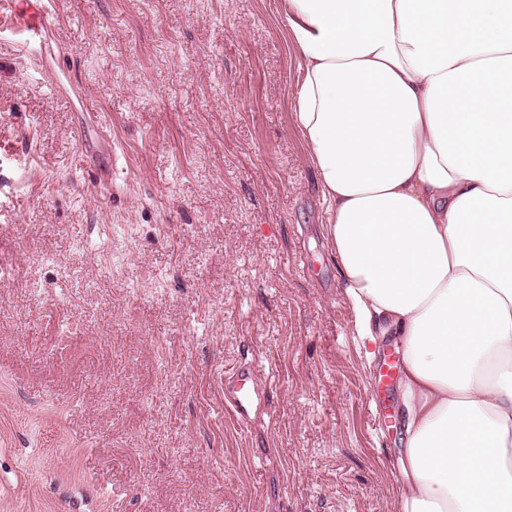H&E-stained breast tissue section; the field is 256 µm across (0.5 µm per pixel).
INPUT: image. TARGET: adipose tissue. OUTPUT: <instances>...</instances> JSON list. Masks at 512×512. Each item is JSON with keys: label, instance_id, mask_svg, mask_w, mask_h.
I'll return each mask as SVG.
<instances>
[{"label": "adipose tissue", "instance_id": "obj_1", "mask_svg": "<svg viewBox=\"0 0 512 512\" xmlns=\"http://www.w3.org/2000/svg\"><path fill=\"white\" fill-rule=\"evenodd\" d=\"M281 11L355 334L403 347L401 512H512V7Z\"/></svg>", "mask_w": 512, "mask_h": 512}]
</instances>
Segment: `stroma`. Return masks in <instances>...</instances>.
<instances>
[{
    "instance_id": "obj_1",
    "label": "stroma",
    "mask_w": 512,
    "mask_h": 512,
    "mask_svg": "<svg viewBox=\"0 0 512 512\" xmlns=\"http://www.w3.org/2000/svg\"><path fill=\"white\" fill-rule=\"evenodd\" d=\"M46 4L0 14V512H399L279 0ZM12 4L16 5V11H13L16 18L23 22L27 41H41L46 33L44 16L47 6L44 0H17L10 2ZM224 401L239 423L247 424L252 414L266 407V396L247 369L224 373Z\"/></svg>"
}]
</instances>
